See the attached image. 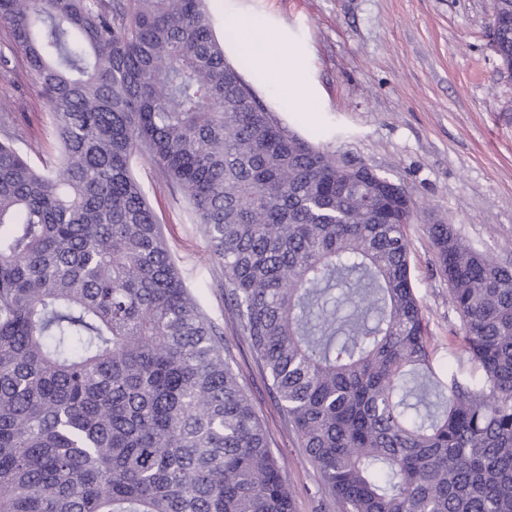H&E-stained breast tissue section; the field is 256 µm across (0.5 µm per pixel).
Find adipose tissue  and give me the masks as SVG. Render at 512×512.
<instances>
[{
  "instance_id": "ef3b65f1",
  "label": "adipose tissue",
  "mask_w": 512,
  "mask_h": 512,
  "mask_svg": "<svg viewBox=\"0 0 512 512\" xmlns=\"http://www.w3.org/2000/svg\"><path fill=\"white\" fill-rule=\"evenodd\" d=\"M224 32L236 50L262 60L265 70L272 76L297 84L298 78L291 67L293 49L275 43L273 35L266 33L265 24L258 16L230 11L224 19Z\"/></svg>"
}]
</instances>
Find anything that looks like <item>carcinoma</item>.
Instances as JSON below:
<instances>
[{
  "label": "carcinoma",
  "mask_w": 512,
  "mask_h": 512,
  "mask_svg": "<svg viewBox=\"0 0 512 512\" xmlns=\"http://www.w3.org/2000/svg\"><path fill=\"white\" fill-rule=\"evenodd\" d=\"M490 45L512 79V0ZM59 160L0 141V512H294L133 174L177 184L341 512H512V266L430 224L471 371L437 368L414 208L283 125L207 0H0Z\"/></svg>",
  "instance_id": "1"
}]
</instances>
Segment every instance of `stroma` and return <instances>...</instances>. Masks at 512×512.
<instances>
[{"mask_svg": "<svg viewBox=\"0 0 512 512\" xmlns=\"http://www.w3.org/2000/svg\"><path fill=\"white\" fill-rule=\"evenodd\" d=\"M228 2L259 14L297 51L304 90L297 109L282 108L284 84L255 67L244 72L275 116L337 158L399 184L415 205L410 265L433 362L469 370L426 227L453 225L480 252L512 263V81L501 77L489 44L493 0H210L216 28L224 26ZM0 55L9 60L0 68V139L16 140L35 167L53 165L46 95L1 27ZM134 172L187 288L224 333L230 362L280 457L295 512H339L231 322L220 270L180 192L150 162Z\"/></svg>", "mask_w": 512, "mask_h": 512, "instance_id": "1", "label": "stroma"}]
</instances>
